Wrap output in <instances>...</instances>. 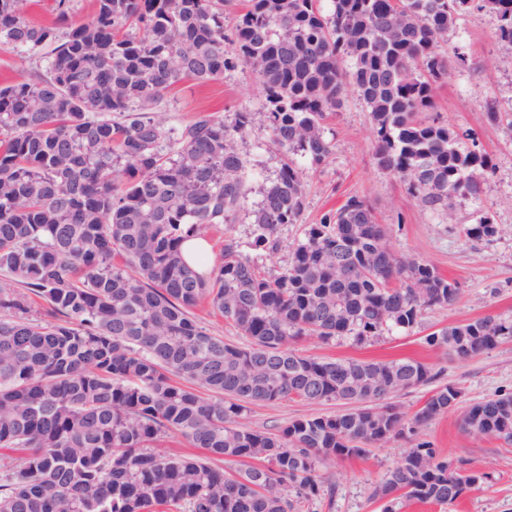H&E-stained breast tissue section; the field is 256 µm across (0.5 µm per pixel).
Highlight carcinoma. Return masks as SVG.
Returning a JSON list of instances; mask_svg holds the SVG:
<instances>
[{
    "instance_id": "1",
    "label": "carcinoma",
    "mask_w": 512,
    "mask_h": 512,
    "mask_svg": "<svg viewBox=\"0 0 512 512\" xmlns=\"http://www.w3.org/2000/svg\"><path fill=\"white\" fill-rule=\"evenodd\" d=\"M51 26L0 0V49L44 62L34 79L0 86V448L23 451L0 469V512H295L322 496L318 469L362 457L459 404L431 392L409 419L387 394L429 383L419 361L323 360L290 348L305 335L364 342L410 330L428 309L459 297L433 266L396 256L358 196L310 225L285 267L263 276L224 245L209 274L182 245L237 221L246 161L238 138L259 119L283 156L253 212L252 245L277 248L299 224L313 165L334 152L325 122L353 87L376 133L378 165L427 209L451 219L455 201L482 202L490 159L470 137L429 116L451 63L437 51L475 6L495 16L512 49V0H97L95 18L70 22L55 0ZM250 68L263 111L231 122L205 115L168 123L163 104L187 80ZM465 233L489 240L479 214ZM206 299L245 347L192 317ZM512 339V316L488 315L428 334L467 359ZM375 398L331 415L253 429L252 404L346 402L361 385ZM475 437L512 442V393L470 406ZM177 435L204 459L169 455ZM213 460L242 465L235 473ZM483 475L420 442L375 490L383 512L412 502L452 506Z\"/></svg>"
}]
</instances>
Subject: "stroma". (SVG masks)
<instances>
[{"label": "stroma", "mask_w": 512, "mask_h": 512, "mask_svg": "<svg viewBox=\"0 0 512 512\" xmlns=\"http://www.w3.org/2000/svg\"><path fill=\"white\" fill-rule=\"evenodd\" d=\"M496 20L486 11L469 10L449 32L438 50L465 48L471 67L452 69L436 90L433 114L440 121L470 131L479 150L493 166L482 204L458 201L450 220H439L421 207L405 185L381 169L375 159L376 138L368 113L354 92H347L341 108L328 120V135L336 144L323 165L306 166L308 194L301 223L286 226L279 246L272 252L252 253V213L263 187L278 171L281 155L268 146L269 131L255 124L238 141L247 160L248 194L239 220L209 229L206 238L216 255L232 242L242 253L253 254L264 275L283 267L290 247L301 239L307 225L319 223L328 211L340 207L348 197L365 198L377 221L386 228V244L397 254L414 256L435 267L445 277L457 280L462 291L455 304L426 311L419 324L359 344L349 338L325 342L315 336L297 339L294 350L301 355L329 360L390 361L415 359L426 364L434 379L431 385L411 388L391 396L390 401L406 415H415L432 388L456 387L458 407L427 422L420 440L430 442L439 457L464 459L470 469L483 473L480 486L452 506L414 503L404 512H512V443L495 437H473L460 427L468 407L512 391V340L474 357L460 360L444 350L427 345L429 333L486 315L512 316V128L488 123L486 104L500 111L512 110V50L495 37ZM260 86L250 69L205 84L188 81L169 99L168 117L186 125L203 115L232 119L241 111H260ZM487 210L498 227L489 241L468 239L465 229L475 223L480 210ZM336 402L310 404L298 399L251 405L250 426L273 430L309 415L341 411ZM405 438H392L371 447L362 457L327 462L319 474L325 490L315 512H381L383 503L374 490L386 472L411 448Z\"/></svg>", "instance_id": "obj_1"}]
</instances>
